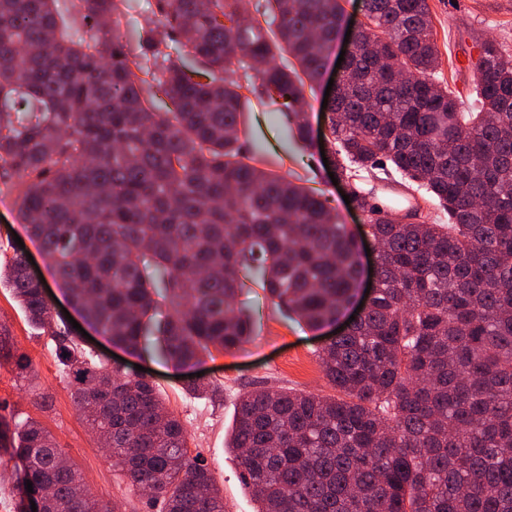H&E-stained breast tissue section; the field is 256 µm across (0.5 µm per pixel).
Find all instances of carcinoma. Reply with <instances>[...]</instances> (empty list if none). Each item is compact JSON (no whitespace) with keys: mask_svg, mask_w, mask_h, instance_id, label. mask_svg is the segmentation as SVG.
Segmentation results:
<instances>
[{"mask_svg":"<svg viewBox=\"0 0 512 512\" xmlns=\"http://www.w3.org/2000/svg\"><path fill=\"white\" fill-rule=\"evenodd\" d=\"M155 6L156 26L133 46L112 31L115 0H0V169L72 303L128 352L154 338L167 362L192 365L252 336L249 317L228 311L242 272L316 329L354 298L369 240L374 297L318 352L337 394L259 385L239 396L227 447L257 512H512V55L480 42L465 109L433 80L428 0H362L325 137L367 217L360 240L239 145L244 87L306 141L305 86L325 68L339 0ZM284 54L294 62L277 63ZM258 61L242 85L238 72ZM158 92L174 109L148 107ZM373 171L424 186L448 222L395 218L359 185ZM0 284L55 342L129 489H150L159 512H225L156 383L56 321L24 254L0 253ZM1 357L28 373L4 331ZM0 447L21 472L16 512H118L61 465L39 421L1 418Z\"/></svg>","mask_w":512,"mask_h":512,"instance_id":"obj_1","label":"carcinoma"}]
</instances>
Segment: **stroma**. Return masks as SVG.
<instances>
[{
    "mask_svg": "<svg viewBox=\"0 0 512 512\" xmlns=\"http://www.w3.org/2000/svg\"><path fill=\"white\" fill-rule=\"evenodd\" d=\"M429 6L440 56L435 79L468 94L473 80L468 59L479 41L496 39L512 54V0H429ZM325 90L321 84L306 94L308 144L295 143L292 133L278 126L267 102L256 97L251 100L246 117L248 132L241 141L248 151L278 162L281 172L295 184L322 194L339 222L358 234L366 218L345 203L346 188L332 183L320 153L327 131L328 111L322 106ZM17 237L34 259L31 271L44 283L55 317H63L70 303L64 290L55 286L53 267L29 235L13 196L0 192V243ZM242 281L244 286L233 309L249 316L252 323L251 339L242 349L212 351L192 369L174 368L149 347L127 358L128 364L150 369L168 409L186 425L191 451L201 452L207 459L224 493L226 512L258 509L240 478L236 458L226 446L240 393L260 384L322 395L333 392L317 361L318 351L333 335V326L311 329L279 309L250 276H243ZM1 327L8 330L14 349L29 356L32 372L29 379H20L12 364L0 359V417L18 422L28 417L38 419L100 498L116 502L122 512H147L142 500L128 495L123 477L78 415L69 381L55 357L54 342L37 335L28 325L23 310L5 287L0 288ZM196 369L201 372L197 378L192 375ZM198 380L208 383L206 393L193 391Z\"/></svg>",
    "mask_w": 512,
    "mask_h": 512,
    "instance_id": "35a3bbf8",
    "label": "stroma"
}]
</instances>
